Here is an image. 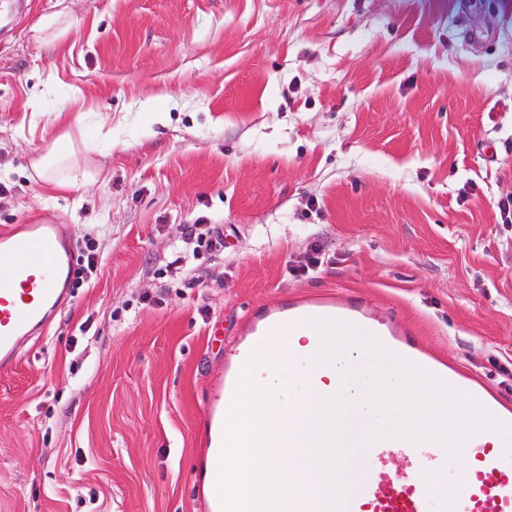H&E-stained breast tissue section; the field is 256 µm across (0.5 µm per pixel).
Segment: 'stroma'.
<instances>
[{
	"label": "stroma",
	"mask_w": 512,
	"mask_h": 512,
	"mask_svg": "<svg viewBox=\"0 0 512 512\" xmlns=\"http://www.w3.org/2000/svg\"><path fill=\"white\" fill-rule=\"evenodd\" d=\"M25 3L0 232L65 224L103 262L0 372V512H203L205 402L273 302L362 297L512 404V0ZM64 133L91 177L51 196L31 163ZM189 224L225 249L157 278Z\"/></svg>",
	"instance_id": "1"
}]
</instances>
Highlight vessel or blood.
<instances>
[{"mask_svg":"<svg viewBox=\"0 0 512 512\" xmlns=\"http://www.w3.org/2000/svg\"><path fill=\"white\" fill-rule=\"evenodd\" d=\"M74 256L72 239L63 224H24L0 235V265L11 271L8 280L0 281L1 371L18 364L21 342L42 332L68 300ZM370 318L364 299L323 298L308 307L270 306L254 323L270 334L288 328L299 335L317 319L349 320L360 326ZM373 334L385 347L398 350L401 356L473 397L500 420L512 423V409L488 397L485 386L476 379L454 367L440 366L429 357L402 328L398 315L391 313L381 319ZM250 356L244 347L234 351L224 376L225 399L234 397ZM498 439V434L485 431L466 443L464 455L469 465L455 512H512V458L505 457ZM396 457L405 461L404 470L392 469L391 461ZM444 464L443 449L433 443L410 448L388 439L372 441L362 450V478L349 491L346 512H432L423 473Z\"/></svg>","mask_w":512,"mask_h":512,"instance_id":"b4317fda","label":"vessel or blood"}]
</instances>
